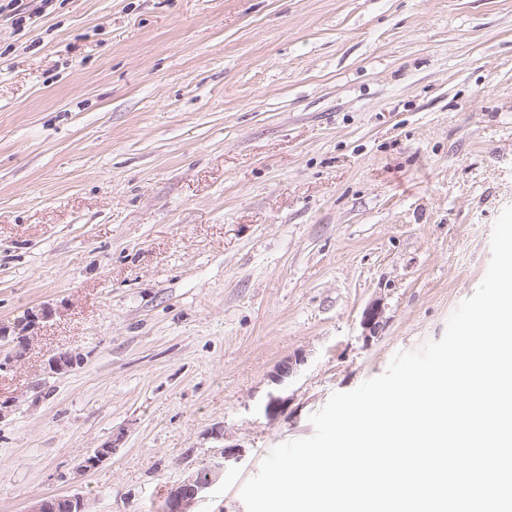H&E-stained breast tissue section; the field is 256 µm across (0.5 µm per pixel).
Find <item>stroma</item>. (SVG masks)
<instances>
[{
	"label": "stroma",
	"mask_w": 512,
	"mask_h": 512,
	"mask_svg": "<svg viewBox=\"0 0 512 512\" xmlns=\"http://www.w3.org/2000/svg\"><path fill=\"white\" fill-rule=\"evenodd\" d=\"M7 2L0 327L54 314L0 370V512H160L226 445L192 512H246L273 447L483 280L512 207V0H24L21 28ZM118 438L106 441L90 452L79 465L81 472H88L99 466L102 462L109 459L112 455V448L118 445Z\"/></svg>",
	"instance_id": "stroma-1"
}]
</instances>
